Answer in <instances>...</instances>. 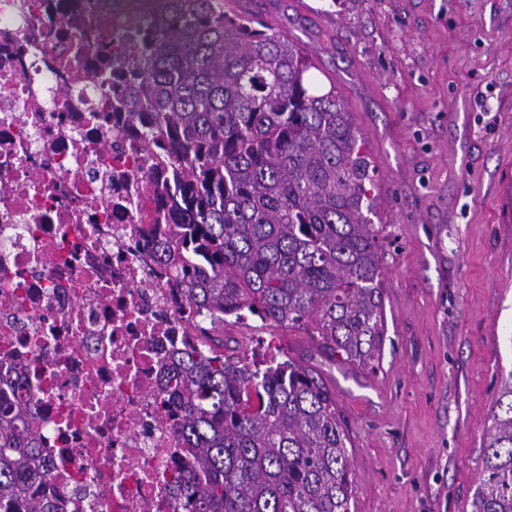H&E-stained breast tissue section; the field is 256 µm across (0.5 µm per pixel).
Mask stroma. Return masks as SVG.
Returning a JSON list of instances; mask_svg holds the SVG:
<instances>
[{
	"label": "stroma",
	"instance_id": "35a3bbf8",
	"mask_svg": "<svg viewBox=\"0 0 512 512\" xmlns=\"http://www.w3.org/2000/svg\"><path fill=\"white\" fill-rule=\"evenodd\" d=\"M310 49L374 170L379 361L258 317L225 351L314 368L350 438L353 512H471L512 373V0H247Z\"/></svg>",
	"mask_w": 512,
	"mask_h": 512
}]
</instances>
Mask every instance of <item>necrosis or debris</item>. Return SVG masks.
<instances>
[{
    "mask_svg": "<svg viewBox=\"0 0 512 512\" xmlns=\"http://www.w3.org/2000/svg\"><path fill=\"white\" fill-rule=\"evenodd\" d=\"M130 5L0 0V370L38 402L61 512H183L156 396L192 330L143 246L145 153L115 156L118 127L92 128L107 90L67 62L132 42Z\"/></svg>",
    "mask_w": 512,
    "mask_h": 512,
    "instance_id": "4bbe7bcc",
    "label": "necrosis or debris"
}]
</instances>
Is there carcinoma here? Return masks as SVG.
Instances as JSON below:
<instances>
[{"mask_svg": "<svg viewBox=\"0 0 512 512\" xmlns=\"http://www.w3.org/2000/svg\"><path fill=\"white\" fill-rule=\"evenodd\" d=\"M94 68L111 106L102 124L138 121L135 138L170 169L138 195L168 225L146 244L176 272L199 345L170 358L185 466L165 485L188 512H352L349 438L314 371L288 358L227 355V316L305 329L331 357L374 360L384 336L383 257L367 218L363 137L313 80L307 47L224 0H168L125 51ZM484 439L471 512H512V373ZM38 404L0 386V512H58Z\"/></svg>", "mask_w": 512, "mask_h": 512, "instance_id": "1", "label": "carcinoma"}]
</instances>
